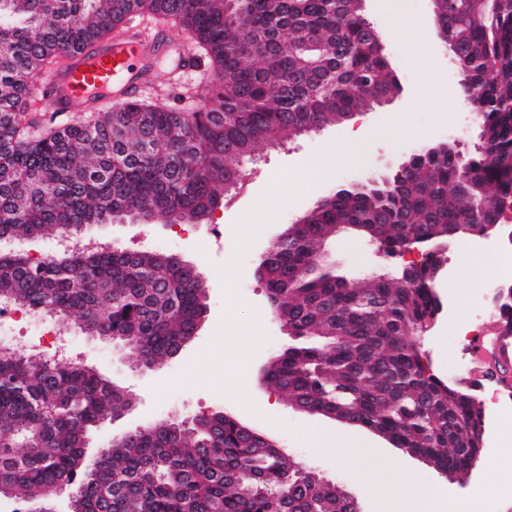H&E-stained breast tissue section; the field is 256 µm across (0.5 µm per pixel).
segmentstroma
Returning a JSON list of instances; mask_svg holds the SVG:
<instances>
[{
	"label": "stroma",
	"mask_w": 512,
	"mask_h": 512,
	"mask_svg": "<svg viewBox=\"0 0 512 512\" xmlns=\"http://www.w3.org/2000/svg\"><path fill=\"white\" fill-rule=\"evenodd\" d=\"M364 14L380 26L392 15L399 21L398 31L387 41V53L402 92L383 107L363 109L366 140L359 158L336 156L350 123L327 126L288 147L269 149L261 161L246 166L244 188L225 195L222 206L206 220L183 224L123 221L86 229V236L117 251L172 248L174 254L201 268L207 288V313L196 336L177 358L160 368H137L129 348L86 336L77 326L63 333L74 360L94 366L134 396L132 407L93 432L88 457H96L111 437L136 427L224 409L270 434L302 466L343 487L357 500L361 512H382L388 500L379 488V472L384 468L415 474L424 487L440 491L449 500L452 512H471L476 494L498 483L501 471L494 456L502 429L499 412H486L481 461L465 480L457 482L437 473L423 458L403 453L363 428L295 410L284 394L261 385L263 368L287 346L288 337L267 312L265 289L255 275L259 253L318 195L357 172L398 163L402 151L451 134L470 148L478 141L477 125L465 120L458 104L460 79L449 69L446 53L439 45L426 50L420 44L431 28V0H365ZM165 33L172 48L162 57L145 59L152 79L144 85L141 98L186 110L206 95L213 74L203 64L180 82H172L169 73L178 53L192 41L178 28H166ZM306 161L319 164L322 170L317 187H310L298 174ZM474 242L469 235L448 245L447 262L436 282L442 308L425 336L424 349L436 374L450 381L462 377L475 382L477 398L482 401L492 387L504 395L512 393V374L503 381L495 379L489 337L465 334L458 326L461 315L495 271L488 260L479 269H471ZM231 299L237 303V314L230 319L225 305ZM311 429L357 437L374 448L375 454L362 462H336L309 447L304 434Z\"/></svg>",
	"instance_id": "obj_1"
}]
</instances>
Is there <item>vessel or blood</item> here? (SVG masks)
Listing matches in <instances>:
<instances>
[{"mask_svg":"<svg viewBox=\"0 0 512 512\" xmlns=\"http://www.w3.org/2000/svg\"><path fill=\"white\" fill-rule=\"evenodd\" d=\"M168 49L167 42L129 27L93 49L69 53L49 74L52 94L48 105L57 112H84L111 100L115 85L134 86L136 61L165 54Z\"/></svg>","mask_w":512,"mask_h":512,"instance_id":"b4317fda","label":"vessel or blood"}]
</instances>
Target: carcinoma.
Listing matches in <instances>:
<instances>
[{"mask_svg":"<svg viewBox=\"0 0 512 512\" xmlns=\"http://www.w3.org/2000/svg\"><path fill=\"white\" fill-rule=\"evenodd\" d=\"M437 8L444 43L460 55L461 98L492 154L461 161L431 152L386 184H341L258 263L289 337L266 366L268 386L460 479L481 460L483 409L470 388L432 372L422 342L441 308L443 254L434 245L497 223L498 209L482 224L468 221L470 202L499 200L512 184V0L482 22L475 0H438ZM133 14L190 35L212 66L208 96L188 111L128 101L29 135L18 121L28 83ZM383 44L360 0H0V242L79 236L115 220L206 219L243 165L268 148L399 92ZM344 234L375 242L383 255L354 284L321 256ZM408 242L422 260L406 271L396 259ZM204 287L193 263L163 249L103 247L36 263L0 247V301L76 314L87 334L114 337L144 368L194 336ZM493 307L511 336L512 283ZM131 404L90 366L0 356V500L28 512L66 486L79 494L77 512H359L346 490L224 410L158 420L87 460L91 430Z\"/></svg>","mask_w":512,"mask_h":512,"instance_id":"cac0c4a2","label":"carcinoma"}]
</instances>
